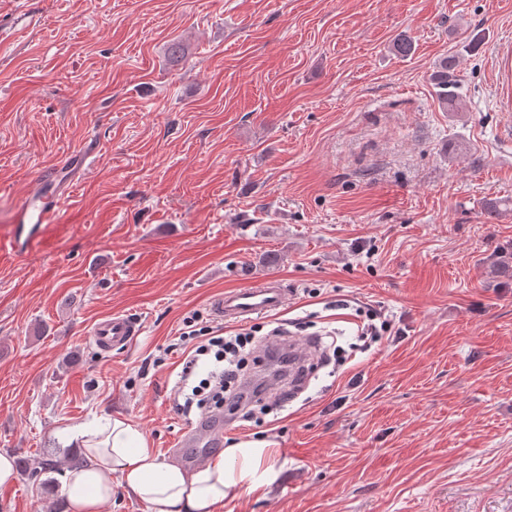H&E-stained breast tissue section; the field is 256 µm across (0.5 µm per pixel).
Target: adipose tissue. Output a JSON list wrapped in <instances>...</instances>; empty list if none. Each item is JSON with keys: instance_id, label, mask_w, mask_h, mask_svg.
Segmentation results:
<instances>
[{"instance_id": "ef3b65f1", "label": "adipose tissue", "mask_w": 512, "mask_h": 512, "mask_svg": "<svg viewBox=\"0 0 512 512\" xmlns=\"http://www.w3.org/2000/svg\"><path fill=\"white\" fill-rule=\"evenodd\" d=\"M58 440L89 461L64 471L58 512H101L117 486L155 512H217L225 501L267 495L277 477L266 440L239 442L191 472L161 461L146 434L120 418L66 427Z\"/></svg>"}]
</instances>
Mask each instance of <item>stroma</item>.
Masks as SVG:
<instances>
[{
	"label": "stroma",
	"mask_w": 512,
	"mask_h": 512,
	"mask_svg": "<svg viewBox=\"0 0 512 512\" xmlns=\"http://www.w3.org/2000/svg\"><path fill=\"white\" fill-rule=\"evenodd\" d=\"M0 33V453L62 462L58 431L118 417L181 463L168 347L273 274L292 342L332 329L347 360L285 409L225 413L224 446L274 441L279 475L219 512H512V279L491 273L512 246L492 67L512 0H0ZM446 57L454 112L430 79ZM91 138L92 170L16 250L39 172ZM342 298L394 336L366 344ZM115 314L141 332L100 348ZM58 497L20 478L0 512Z\"/></svg>",
	"instance_id": "stroma-1"
}]
</instances>
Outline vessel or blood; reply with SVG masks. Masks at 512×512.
Returning a JSON list of instances; mask_svg holds the SVG:
<instances>
[{"label": "vessel or blood", "instance_id": "b4317fda", "mask_svg": "<svg viewBox=\"0 0 512 512\" xmlns=\"http://www.w3.org/2000/svg\"><path fill=\"white\" fill-rule=\"evenodd\" d=\"M97 152L96 142L90 141L72 152L57 168L42 172L31 193L16 210L19 243L36 236L41 225L50 223L68 192L61 181L65 173L86 170ZM288 290L277 276H269L249 288H236L216 296L210 303L212 316L219 321L241 322L257 316L280 311L287 303ZM140 332L138 322L126 315H115L99 322L93 338L103 348L127 347ZM224 433L223 418H215L203 425H191L178 441L179 447L194 449L196 457H203L210 446Z\"/></svg>", "mask_w": 512, "mask_h": 512}]
</instances>
